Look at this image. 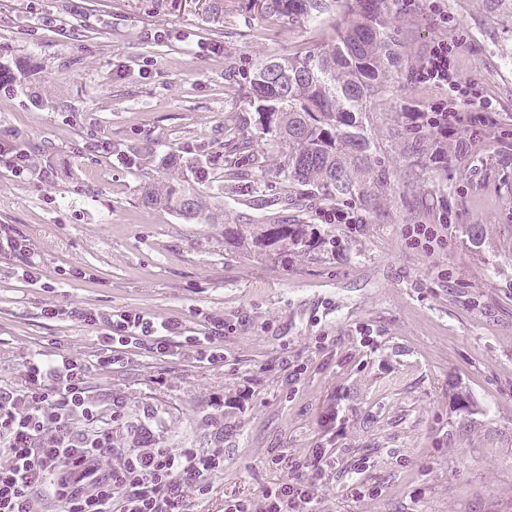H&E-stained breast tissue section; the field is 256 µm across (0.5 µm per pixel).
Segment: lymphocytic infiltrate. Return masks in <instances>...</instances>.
Segmentation results:
<instances>
[{"instance_id":"lymphocytic-infiltrate-1","label":"lymphocytic infiltrate","mask_w":512,"mask_h":512,"mask_svg":"<svg viewBox=\"0 0 512 512\" xmlns=\"http://www.w3.org/2000/svg\"><path fill=\"white\" fill-rule=\"evenodd\" d=\"M452 53L448 44H438L421 73L423 81L455 94L454 111L432 118L446 138L493 119L479 84L455 80ZM31 251L28 237L0 229V256L18 260L26 283L46 287ZM41 314L97 328L98 348L90 361L69 352L31 351L23 359V385L0 388V512H195V497L205 496L210 476L224 468L223 448L168 447L157 407L143 405L128 419L92 395L88 379L95 370L127 367L145 345L164 357L176 349L199 364L223 365V316L204 315L200 329L191 332L177 317L82 304L48 302ZM326 465L321 448L289 460L287 478L266 492L261 512H303L318 495Z\"/></svg>"}]
</instances>
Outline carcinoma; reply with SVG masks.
<instances>
[{"label":"carcinoma","instance_id":"carcinoma-1","mask_svg":"<svg viewBox=\"0 0 512 512\" xmlns=\"http://www.w3.org/2000/svg\"><path fill=\"white\" fill-rule=\"evenodd\" d=\"M381 0H273L276 12L320 26L330 18L333 34L303 53L267 58L257 65L248 95L254 114L239 112L224 128L234 148L250 152V167L224 168V146L207 147L178 163L156 158L148 143L132 150L136 160H159L167 180L145 188L143 202L182 218L215 223L200 187L219 184L242 192L259 189L267 156L254 139L273 138L282 160L285 187L333 203L343 198L376 200L388 174L373 159L365 121L372 100L385 92V79L399 58ZM254 247L269 252L310 250L322 244L304 224H258L249 233Z\"/></svg>","mask_w":512,"mask_h":512}]
</instances>
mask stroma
<instances>
[{
	"label": "stroma",
	"instance_id": "obj_1",
	"mask_svg": "<svg viewBox=\"0 0 512 512\" xmlns=\"http://www.w3.org/2000/svg\"><path fill=\"white\" fill-rule=\"evenodd\" d=\"M437 4H382L401 60L368 128L390 185L370 207L341 201L364 218L352 230L327 223L318 197L289 200L269 140L255 145L270 159L259 202L225 193L220 224L147 207L144 188L163 174L123 157L223 142L256 65L313 48L330 27L289 21L270 0H0V65L16 76L0 85V130L27 132L50 159L37 178L0 169V227L30 238L55 283L28 287L0 259V386L21 384L35 349L92 359L97 329L45 319L42 303L176 316L191 330L218 313L223 366L143 348L90 379L126 414L146 402L163 412L169 447L222 443L198 512L235 498L260 507L287 476L276 457L316 448L330 462L316 512H512V158L499 149L512 142V0ZM442 41L495 121L459 130L438 157L416 151L406 115L452 102L420 79ZM275 220L310 225L322 246L277 256L224 238L225 225ZM417 224L439 241L414 244Z\"/></svg>",
	"mask_w": 512,
	"mask_h": 512
}]
</instances>
